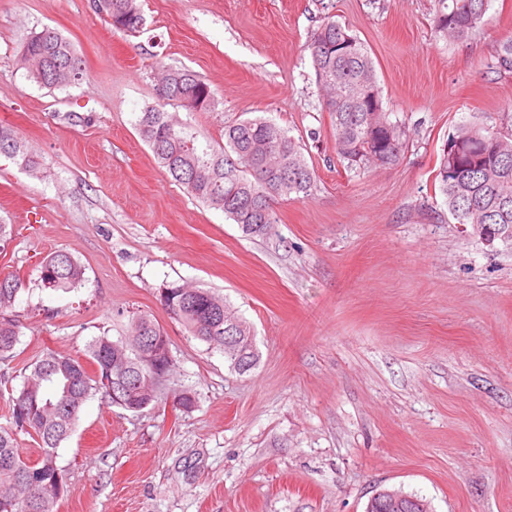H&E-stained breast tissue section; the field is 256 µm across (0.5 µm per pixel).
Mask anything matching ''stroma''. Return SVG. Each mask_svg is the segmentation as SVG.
Wrapping results in <instances>:
<instances>
[{
  "label": "stroma",
  "mask_w": 512,
  "mask_h": 512,
  "mask_svg": "<svg viewBox=\"0 0 512 512\" xmlns=\"http://www.w3.org/2000/svg\"><path fill=\"white\" fill-rule=\"evenodd\" d=\"M435 0H146V26L113 30L91 0H0V123L39 156L29 176L0 156V221L13 235L14 358L0 361V426L45 350L83 357L146 314L175 368L154 409L83 406L58 450L67 493L54 512H365L382 488L433 512H512V244L457 224L434 176L463 122L512 129V72L492 60L512 37V0L463 40L433 25ZM365 42L384 105L406 128L402 162L339 163L305 44L326 18ZM57 29L87 78L50 90L17 52ZM185 67L215 93L187 114L199 137L262 116L303 140L311 196L276 202L245 236L161 168L135 126L155 75ZM318 130L310 140V130ZM64 251L82 287L40 285ZM173 282L205 288L252 327L258 363L238 374L160 302ZM194 391L183 413L175 395Z\"/></svg>",
  "instance_id": "stroma-1"
}]
</instances>
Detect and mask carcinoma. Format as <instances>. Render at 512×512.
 I'll list each match as a JSON object with an SVG mask.
<instances>
[{"mask_svg": "<svg viewBox=\"0 0 512 512\" xmlns=\"http://www.w3.org/2000/svg\"><path fill=\"white\" fill-rule=\"evenodd\" d=\"M491 0H437L433 22L442 36L461 40L489 23ZM105 17L113 28L136 32L145 24L143 0H111ZM343 41L346 47L338 48ZM323 111L329 113L337 158L349 170L369 164L398 165L405 149V128L392 120L378 85L368 47L338 21L327 18L306 45ZM17 63L31 81L49 89L67 88L84 76L83 61L59 31L44 27L27 36ZM495 69L512 70V38L501 43ZM165 85L155 86V104L139 113L136 127L158 164L194 199L221 210L251 237L269 234L277 223L274 203L305 200L316 174L301 143L265 117L246 118L224 127V142L202 147L187 123L168 112L176 105L193 112L215 106L210 86L186 68L163 69ZM0 154L35 176L39 162L9 125L0 124ZM448 211L459 224L481 232L487 224L512 225V133L462 124L444 143L434 178ZM42 287L68 291L84 282V269L69 253L55 251L41 264ZM18 279L0 278V360L13 358L21 326L12 317ZM161 302L192 336L224 353L234 370L245 374L257 365L253 345H224V327L232 335H252L250 325L224 304V297L172 284ZM129 340L95 336L86 361L46 350L13 398L11 425L0 426V512H53L66 491L58 448L75 431L83 405L94 397L132 413L154 407L159 395L133 390L124 402L112 398V385L131 383L155 371L170 374L174 360L157 369L142 361L152 341L164 335L148 316L131 319ZM31 436L40 449L35 461L23 457L17 436Z\"/></svg>", "mask_w": 512, "mask_h": 512, "instance_id": "cac0c4a2", "label": "carcinoma"}]
</instances>
